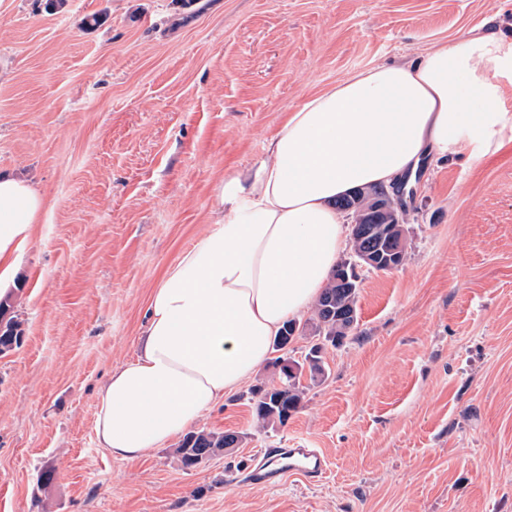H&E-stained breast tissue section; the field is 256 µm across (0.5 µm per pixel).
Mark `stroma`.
<instances>
[{
  "label": "stroma",
  "mask_w": 512,
  "mask_h": 512,
  "mask_svg": "<svg viewBox=\"0 0 512 512\" xmlns=\"http://www.w3.org/2000/svg\"><path fill=\"white\" fill-rule=\"evenodd\" d=\"M487 22L512 34V0H0V174L45 196L0 357V512H512V142L419 167L404 263L363 271L286 425L258 427L241 387L196 427L246 440L191 470L176 443L121 460L94 432L224 177L348 74ZM265 448L327 472L251 485ZM10 305L0 302V356L21 346L24 337L22 322L10 316Z\"/></svg>",
  "instance_id": "35a3bbf8"
}]
</instances>
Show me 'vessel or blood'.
<instances>
[{
	"label": "vessel or blood",
	"instance_id": "obj_1",
	"mask_svg": "<svg viewBox=\"0 0 512 512\" xmlns=\"http://www.w3.org/2000/svg\"><path fill=\"white\" fill-rule=\"evenodd\" d=\"M326 472V460L315 448H269L262 452L248 475L251 484L275 486L286 477L298 475L314 481Z\"/></svg>",
	"mask_w": 512,
	"mask_h": 512
}]
</instances>
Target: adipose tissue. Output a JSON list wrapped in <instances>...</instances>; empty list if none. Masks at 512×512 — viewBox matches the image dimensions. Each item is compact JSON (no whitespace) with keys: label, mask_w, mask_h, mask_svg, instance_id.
<instances>
[{"label":"adipose tissue","mask_w":512,"mask_h":512,"mask_svg":"<svg viewBox=\"0 0 512 512\" xmlns=\"http://www.w3.org/2000/svg\"><path fill=\"white\" fill-rule=\"evenodd\" d=\"M507 82L512 35L483 30L354 72L290 112L267 160L225 177L209 229L153 289L139 352L99 391V447L139 458L255 376L346 246L336 197L412 180L432 153L480 159L512 141ZM44 206L32 184L0 175L1 267Z\"/></svg>","instance_id":"obj_1"}]
</instances>
